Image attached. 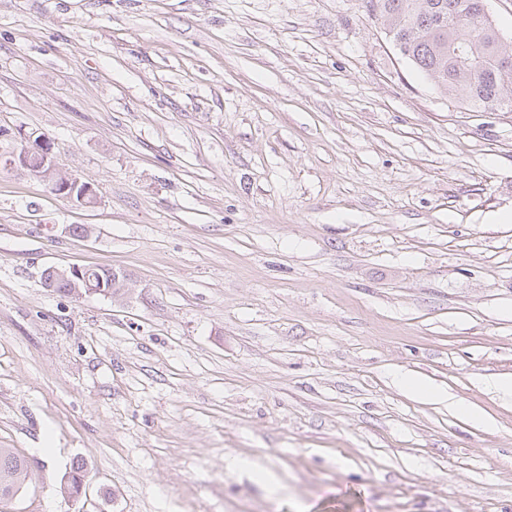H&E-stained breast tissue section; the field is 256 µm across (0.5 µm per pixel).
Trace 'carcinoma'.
Segmentation results:
<instances>
[{
  "label": "carcinoma",
  "instance_id": "carcinoma-1",
  "mask_svg": "<svg viewBox=\"0 0 512 512\" xmlns=\"http://www.w3.org/2000/svg\"><path fill=\"white\" fill-rule=\"evenodd\" d=\"M399 53L449 96L477 112H512V66L498 63L512 47L486 14L485 0H367ZM30 477L28 461L0 448V498L15 495ZM83 487L82 468L64 481L71 496Z\"/></svg>",
  "mask_w": 512,
  "mask_h": 512
}]
</instances>
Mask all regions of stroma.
<instances>
[{"label": "stroma", "instance_id": "35a3bbf8", "mask_svg": "<svg viewBox=\"0 0 512 512\" xmlns=\"http://www.w3.org/2000/svg\"><path fill=\"white\" fill-rule=\"evenodd\" d=\"M40 137L98 201L0 166V512H512V112L365 0H0V155ZM91 270L87 266H70L69 268L59 269L57 267H48L43 272V279L49 288H54L58 284H66L67 288L70 290V295H77L76 297H80L83 295V291L87 293H94V291L100 292L99 288L102 289V292H106L107 288V280L112 281L113 288L112 293L114 294L117 290H119L118 286L121 283V279L123 275L111 269L108 274V279H105V287L104 280L102 276H99L96 272L95 274H91ZM63 286H60L55 291L57 293L69 295L66 293V289ZM97 293L106 296L104 293ZM29 477L28 461L11 448H0V498L15 495Z\"/></svg>", "mask_w": 512, "mask_h": 512}]
</instances>
